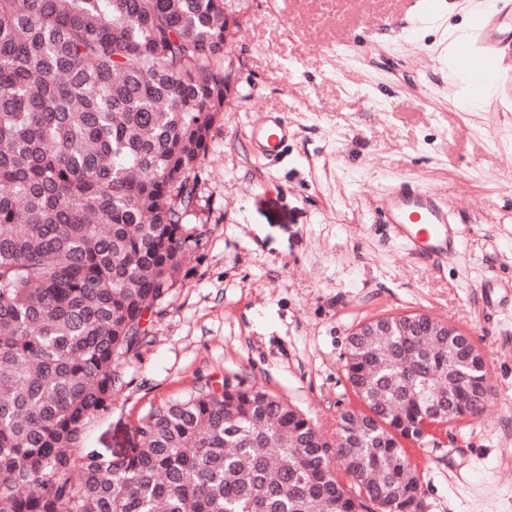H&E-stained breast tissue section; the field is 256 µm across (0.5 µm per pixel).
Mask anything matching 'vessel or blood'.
Returning <instances> with one entry per match:
<instances>
[{
  "mask_svg": "<svg viewBox=\"0 0 512 512\" xmlns=\"http://www.w3.org/2000/svg\"><path fill=\"white\" fill-rule=\"evenodd\" d=\"M512 46V0H486L468 50L472 69L497 66L503 48ZM288 135V125L276 113L267 114L252 130L259 157H274ZM388 224L397 231L408 251L415 255L451 258L460 245V231L436 196L409 183L392 186L382 199Z\"/></svg>",
  "mask_w": 512,
  "mask_h": 512,
  "instance_id": "b4317fda",
  "label": "vessel or blood"
}]
</instances>
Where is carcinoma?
<instances>
[{
	"label": "carcinoma",
	"mask_w": 512,
	"mask_h": 512,
	"mask_svg": "<svg viewBox=\"0 0 512 512\" xmlns=\"http://www.w3.org/2000/svg\"><path fill=\"white\" fill-rule=\"evenodd\" d=\"M230 46L224 0H0V512H415L405 443L489 399L471 336L381 316L348 339L341 444L207 382L122 457L82 447L195 242Z\"/></svg>",
	"instance_id": "carcinoma-1"
}]
</instances>
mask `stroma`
Segmentation results:
<instances>
[{"label":"stroma","mask_w":512,"mask_h":512,"mask_svg":"<svg viewBox=\"0 0 512 512\" xmlns=\"http://www.w3.org/2000/svg\"><path fill=\"white\" fill-rule=\"evenodd\" d=\"M481 0H227L241 20L235 86L213 125L186 222L197 243L123 359L124 385L84 446L104 460L138 446L153 408L204 383L254 386L335 439L359 401L344 375L350 334L377 316L422 313L473 337L489 372L483 411L406 454L417 512H512V57L498 72L448 68ZM476 105L463 102L467 93ZM279 113L275 162L251 131ZM410 181L461 232L452 260L410 255L379 205Z\"/></svg>","instance_id":"stroma-1"}]
</instances>
